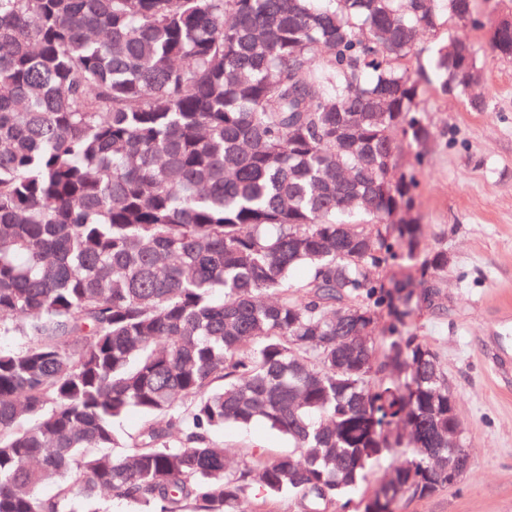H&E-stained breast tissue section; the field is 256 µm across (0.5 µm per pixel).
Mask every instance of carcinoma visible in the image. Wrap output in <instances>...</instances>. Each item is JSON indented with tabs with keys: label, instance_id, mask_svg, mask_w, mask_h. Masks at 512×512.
I'll list each match as a JSON object with an SVG mask.
<instances>
[{
	"label": "carcinoma",
	"instance_id": "carcinoma-1",
	"mask_svg": "<svg viewBox=\"0 0 512 512\" xmlns=\"http://www.w3.org/2000/svg\"><path fill=\"white\" fill-rule=\"evenodd\" d=\"M475 0H0V512H364L448 482V375L378 310L406 304L423 226L404 149L427 83L474 112L476 47L418 40ZM496 55L512 27L495 24ZM448 268L422 261L433 301ZM305 272L301 279L295 277ZM136 409L134 437L115 423ZM292 455L229 470L210 434ZM53 484L54 496L40 487ZM213 442L224 444L231 461H236L240 454L258 452L264 455H278L292 450L288 439L264 426L249 429L225 427L210 435ZM390 459H382L374 467L373 472L351 497L349 508L346 512H362L363 503L373 493L374 489L384 482L388 476Z\"/></svg>",
	"mask_w": 512,
	"mask_h": 512
}]
</instances>
